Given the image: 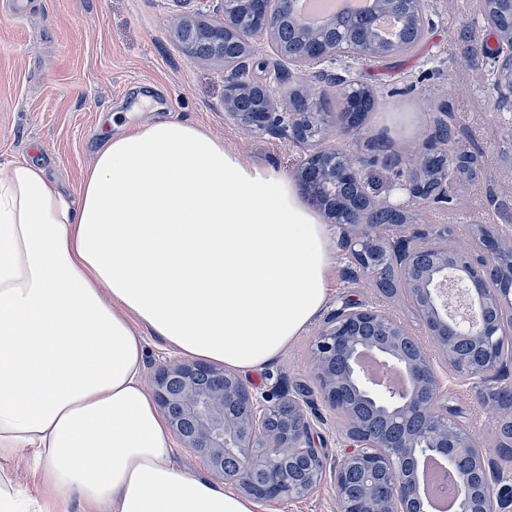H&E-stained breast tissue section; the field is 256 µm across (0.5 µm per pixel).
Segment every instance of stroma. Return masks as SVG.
<instances>
[{"mask_svg":"<svg viewBox=\"0 0 512 512\" xmlns=\"http://www.w3.org/2000/svg\"><path fill=\"white\" fill-rule=\"evenodd\" d=\"M14 15L0 0V166L31 162L66 193L76 194L100 148L101 115L117 123L177 118L209 130L229 150L259 166L295 178L305 152L288 136L253 130L224 116L225 68L212 59H189L173 38L175 0H21ZM431 26L411 51L381 60L336 62L373 91L377 107L358 130L329 127L327 144L362 160L366 192L406 205L412 224L450 225L458 244L472 248L471 227L503 224L512 217V111L495 107L486 61L471 50L496 46L497 38L475 0H427ZM454 114L458 143L478 149L476 177H460L442 209L409 200L396 190V175L409 168L425 140L438 103ZM334 311L351 301L377 306L418 331L403 296L385 297L372 279L356 275L346 251L336 249ZM316 320L277 360L246 376L256 392L279 385H314ZM448 402L487 447L498 442L496 406L483 384L449 380ZM263 512H338L332 479L304 499H285Z\"/></svg>","mask_w":512,"mask_h":512,"instance_id":"35a3bbf8","label":"stroma"}]
</instances>
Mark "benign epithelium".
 <instances>
[{"mask_svg": "<svg viewBox=\"0 0 512 512\" xmlns=\"http://www.w3.org/2000/svg\"><path fill=\"white\" fill-rule=\"evenodd\" d=\"M210 14L200 36L220 48L215 58L229 68L224 112L236 122L273 130L289 120L292 138L306 146L297 166L303 190L313 207L343 230V248L368 277L377 272L366 265L361 249L375 243L388 265L399 275L401 293L415 312L425 335L439 349L444 368L461 381L489 382L512 363V226L478 224L475 245L462 249L446 224L410 229L405 207L384 198L362 196L336 206L332 187L338 181L362 190L361 160L345 151L325 149L305 138L307 112L289 98H277L273 84L293 77L292 70L317 66L320 80L347 88L357 103L362 85L325 68L341 57L372 58L374 52L336 42L322 33L334 28L330 20L316 29L292 25L293 0H196ZM306 38V50L290 53L289 36ZM264 39L274 57L259 64L246 50L233 60L224 58V41L242 44ZM500 51L490 57L488 81L500 109H512V29L498 32ZM245 97L254 99L249 110L239 108ZM321 125L332 122L349 131L348 113L318 112ZM439 162L442 174L424 181L423 172ZM471 158L452 151L431 133L417 151L413 166L398 173L397 186L411 198L448 207V176L462 174ZM321 170L310 182L303 173ZM376 211L390 213L395 223L385 230L369 221ZM412 333L389 313L372 306L346 303L327 318L314 342L317 390L298 385L258 395L251 383L206 361L173 360L152 377L154 397L169 426L185 448L204 459L208 469L254 501L269 506L285 497L303 499L321 483L327 456L317 440L321 433L308 415L319 395L343 421L344 452L336 457L331 475L339 512H428L420 494L421 460L437 457L448 469L466 457L472 466L457 473L453 493L456 512H507L512 499L495 490L500 480L488 449L459 421L448 406L447 386L429 353L417 346L404 348ZM474 348L471 359L455 353L459 342ZM346 364L336 374V361ZM372 405L397 430L371 435L357 411V401ZM240 404L250 407L243 418ZM498 443L501 455L512 454V403L498 408ZM238 461L234 472L224 471V459ZM360 470L364 493L349 494L353 472Z\"/></svg>", "mask_w": 512, "mask_h": 512, "instance_id": "obj_1", "label": "benign epithelium"}]
</instances>
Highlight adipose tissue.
Wrapping results in <instances>:
<instances>
[{"label":"adipose tissue","instance_id":"ef3b65f1","mask_svg":"<svg viewBox=\"0 0 512 512\" xmlns=\"http://www.w3.org/2000/svg\"><path fill=\"white\" fill-rule=\"evenodd\" d=\"M331 233L273 167L203 128L105 133L77 195L0 167V512H255L172 460L143 378L147 336L235 372L282 355L325 309ZM29 455L50 499L5 464Z\"/></svg>","mask_w":512,"mask_h":512}]
</instances>
